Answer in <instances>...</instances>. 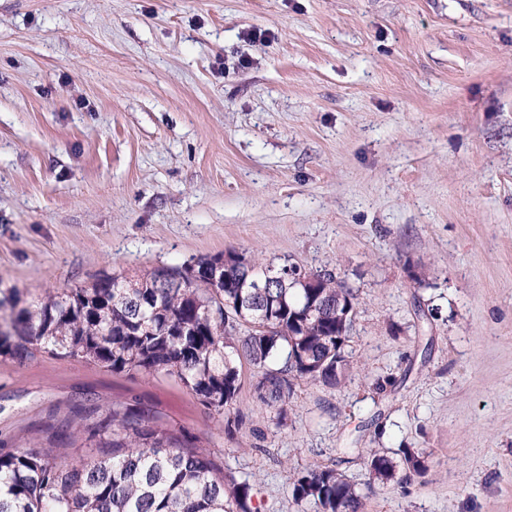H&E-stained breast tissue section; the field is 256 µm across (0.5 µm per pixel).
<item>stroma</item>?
Returning <instances> with one entry per match:
<instances>
[{"label":"stroma","instance_id":"35a3bbf8","mask_svg":"<svg viewBox=\"0 0 512 512\" xmlns=\"http://www.w3.org/2000/svg\"><path fill=\"white\" fill-rule=\"evenodd\" d=\"M228 251L343 274L350 379L278 427L244 367L229 433L168 377L0 356V444L88 393L197 436L259 512L325 466L366 512H512V0H0V290ZM407 448L426 474L363 463ZM365 467L379 478H389L395 475L394 462L390 457L380 452H370L364 458Z\"/></svg>","mask_w":512,"mask_h":512}]
</instances>
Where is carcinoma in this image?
<instances>
[{
    "mask_svg": "<svg viewBox=\"0 0 512 512\" xmlns=\"http://www.w3.org/2000/svg\"><path fill=\"white\" fill-rule=\"evenodd\" d=\"M220 266L219 280L202 273ZM287 265H256L229 251L180 267L160 266L125 287L122 274L88 287L47 291L19 305L0 296V355L20 363L46 352L84 360L114 373L164 375L189 390L225 430L239 428L235 408L239 366L257 372L258 401L286 419L295 382L340 385L350 372L353 320L336 319V304L355 308V289L329 270H309L316 287L285 279L252 288ZM93 407H74L86 441L100 457L79 468L50 452L0 448V512H256L252 486L226 485L224 473L196 438L160 426L149 412L114 406L95 420ZM70 417L45 424L52 443L72 437ZM379 478L395 475L379 452L364 458ZM427 470L426 458L403 451V478ZM296 504L311 512H365V496L335 468L316 467L292 482Z\"/></svg>",
    "mask_w": 512,
    "mask_h": 512,
    "instance_id": "cac0c4a2",
    "label": "carcinoma"
}]
</instances>
